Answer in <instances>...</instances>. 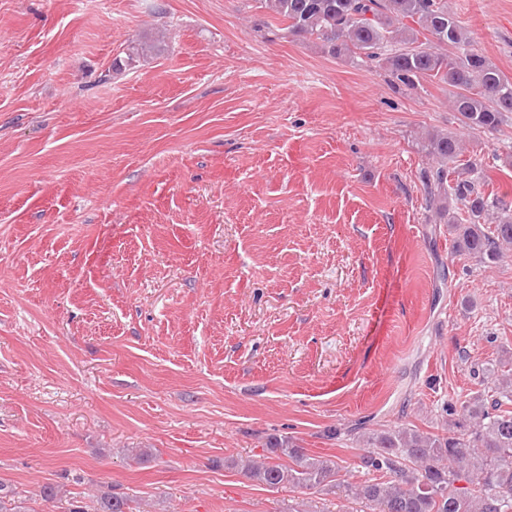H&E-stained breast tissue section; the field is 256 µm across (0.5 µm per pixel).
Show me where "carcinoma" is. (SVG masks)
I'll use <instances>...</instances> for the list:
<instances>
[{"label":"carcinoma","instance_id":"cac0c4a2","mask_svg":"<svg viewBox=\"0 0 512 512\" xmlns=\"http://www.w3.org/2000/svg\"><path fill=\"white\" fill-rule=\"evenodd\" d=\"M261 7L285 23L286 35L313 37L333 57L361 55L408 88L422 79L447 85L453 111L472 130H496L512 114V79L470 48L447 0H261ZM427 149L444 162L461 155L450 134L432 137ZM475 166H441L425 176L426 187L464 207L463 217L448 219L460 250L494 263L501 246L512 245V207L485 196L469 177ZM495 393L463 401L446 436L400 428L368 437L360 466L374 477L347 484L349 499L361 512H512V408L505 407L512 361L501 363ZM268 449L274 459L244 467L269 487L323 488L336 476L334 461L306 455L291 438Z\"/></svg>","mask_w":512,"mask_h":512}]
</instances>
